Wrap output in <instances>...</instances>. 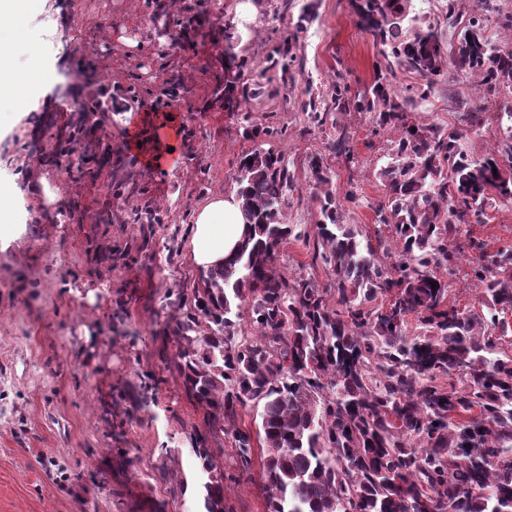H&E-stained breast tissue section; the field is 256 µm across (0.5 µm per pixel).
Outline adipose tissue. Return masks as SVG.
<instances>
[{
    "mask_svg": "<svg viewBox=\"0 0 512 512\" xmlns=\"http://www.w3.org/2000/svg\"><path fill=\"white\" fill-rule=\"evenodd\" d=\"M245 222L236 193L216 194L198 205L189 241L190 263L201 270L223 264L241 241Z\"/></svg>",
    "mask_w": 512,
    "mask_h": 512,
    "instance_id": "1",
    "label": "adipose tissue"
}]
</instances>
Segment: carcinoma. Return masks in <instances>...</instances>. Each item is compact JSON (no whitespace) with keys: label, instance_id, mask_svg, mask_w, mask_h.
<instances>
[{"label":"carcinoma","instance_id":"1","mask_svg":"<svg viewBox=\"0 0 512 512\" xmlns=\"http://www.w3.org/2000/svg\"><path fill=\"white\" fill-rule=\"evenodd\" d=\"M354 9L425 96L451 68L473 75L483 98L512 87V49L493 47L475 16L450 57L436 29L417 23L413 0ZM241 80L238 70L225 80L230 106L257 91ZM330 102L320 110L311 98L305 114L336 129L329 146L347 163L339 115L366 111L374 131L398 133L378 173L386 194L375 230L345 223L314 156L319 219L303 231L284 222L295 175L283 150L256 148L236 179L244 240L200 272L186 311L165 322L177 350L164 365L206 414L192 448L201 512H229L211 437L230 444L242 470L259 449L266 512H512V246L490 252L470 232L512 198V112L504 150L472 158L464 142L483 126L480 111L453 128L412 123L411 99L384 76L354 95L338 81ZM292 239L313 246L325 280L281 270ZM462 279L474 291L463 307L451 298ZM249 405L256 432L236 425Z\"/></svg>","mask_w":512,"mask_h":512}]
</instances>
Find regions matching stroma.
<instances>
[{
    "label": "stroma",
    "mask_w": 512,
    "mask_h": 512,
    "mask_svg": "<svg viewBox=\"0 0 512 512\" xmlns=\"http://www.w3.org/2000/svg\"><path fill=\"white\" fill-rule=\"evenodd\" d=\"M305 7L314 19L300 31ZM414 7L452 48L475 14L473 0ZM27 26L14 70H49L57 82L0 117V181L16 190L21 224L0 246V512H196L190 448L204 413L162 363L176 344L159 316L165 304L178 313L179 293L198 281L186 259L193 212L235 190L241 159L259 145L244 133L253 124L274 129L294 171L286 223L317 221L308 162L319 155L334 188L359 197L345 206L347 223L376 224L385 196L376 172L392 133L373 134L368 113L341 116L357 158L345 164L303 103L308 86L320 96L340 78L355 92L370 86L388 69L384 48L358 27L351 0H38ZM290 35L293 65L271 67ZM234 59L264 91L231 111L222 87ZM68 83L110 107L72 157L60 150L84 115L56 93ZM473 109L491 115L466 144L477 157L496 144L495 117L512 112V93L483 100L472 75L452 70L410 112L453 125ZM168 118L178 158L147 168ZM30 162L45 184L28 180ZM143 206L163 222L131 223ZM470 230L489 249L512 245V206ZM221 461L232 512H264L258 467L241 471L228 452Z\"/></svg>",
    "instance_id": "obj_1"
}]
</instances>
